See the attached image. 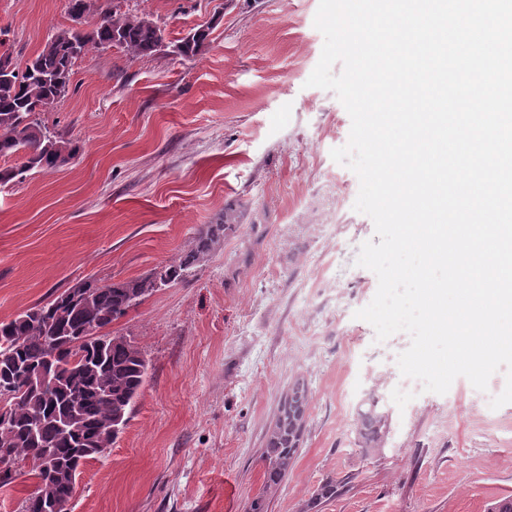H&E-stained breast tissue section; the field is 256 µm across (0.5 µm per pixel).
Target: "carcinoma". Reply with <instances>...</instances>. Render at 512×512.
I'll return each mask as SVG.
<instances>
[{
    "label": "carcinoma",
    "mask_w": 512,
    "mask_h": 512,
    "mask_svg": "<svg viewBox=\"0 0 512 512\" xmlns=\"http://www.w3.org/2000/svg\"><path fill=\"white\" fill-rule=\"evenodd\" d=\"M112 23L97 21L90 29L60 28L20 71L8 69L0 55V185L23 179L31 171L53 169L80 151L77 142L52 134L38 121L41 112L64 98L76 61L92 51L112 47L135 57L161 51L163 30L146 14L112 9ZM210 43V28H198L176 40L175 55L191 60ZM237 224H211L178 260L158 271L101 284L89 278L9 320H0V385L18 374L28 378L14 395L0 391V454L21 464L43 459L31 470L33 491L18 512H71L81 467L112 447L130 419L146 381L148 364L137 345L124 336L98 331L124 317L159 285L180 280L215 252ZM48 374L51 383L40 378ZM311 391L299 374L279 399L265 432L261 454L263 483L250 512H268L297 462L307 432ZM389 413L370 395L357 413L358 447L366 453L384 447Z\"/></svg>",
    "instance_id": "obj_1"
}]
</instances>
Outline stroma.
<instances>
[{
	"instance_id": "1",
	"label": "stroma",
	"mask_w": 512,
	"mask_h": 512,
	"mask_svg": "<svg viewBox=\"0 0 512 512\" xmlns=\"http://www.w3.org/2000/svg\"><path fill=\"white\" fill-rule=\"evenodd\" d=\"M147 13L166 41L211 27L195 59L111 48L78 59L69 94L39 119L78 141L73 159L0 187V319L81 280L136 278L170 264L226 207L236 231L185 279L108 326L148 375L112 448L85 465L72 512H250L263 435L297 373L308 431L268 512H486L512 496V403L454 380L446 394L396 392L397 356L356 318L376 275L354 209L359 179L330 152L351 119L307 86L324 37L319 0H100ZM68 0H0V54L23 62L68 26ZM390 415L383 448L356 444L368 393ZM335 497L307 503L327 479Z\"/></svg>"
}]
</instances>
